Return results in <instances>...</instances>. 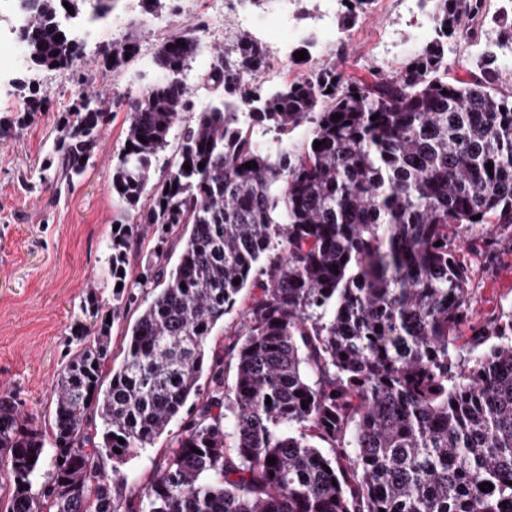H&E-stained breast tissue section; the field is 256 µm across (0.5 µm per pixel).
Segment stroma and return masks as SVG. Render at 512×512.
Wrapping results in <instances>:
<instances>
[{
	"label": "stroma",
	"instance_id": "1",
	"mask_svg": "<svg viewBox=\"0 0 512 512\" xmlns=\"http://www.w3.org/2000/svg\"><path fill=\"white\" fill-rule=\"evenodd\" d=\"M253 9L250 0H166L148 26L140 0H118L112 25L85 41L72 69L38 72L27 61L11 63L6 50L14 39L17 0H0V123L18 128L0 137V395L10 396L22 415L40 425L52 420L53 384L71 348L74 324L82 318L80 307L87 292L103 284L106 242L121 215L111 189L112 160L129 123L128 99L163 77L153 62L156 43L182 29H198L203 49L189 63L186 83L196 106H204L213 95L202 75L236 31L237 17ZM511 10L512 0H483L481 13L465 19L472 37L449 39V82L477 77L479 53L497 40L496 18ZM415 22L403 0H370L356 20L353 40L337 47L313 43L301 61H271L259 86L305 77L330 62L358 78L392 73L418 49ZM131 34L140 39V53L121 70L103 71L99 45ZM22 80L34 83L46 102L45 111L28 119L18 108ZM80 83L100 93L109 116L93 163L59 192L39 176L58 119L71 109ZM448 247L469 270L471 306L459 344L479 355L488 347L473 345V336L512 318V223L449 228ZM170 442V435H162L121 465L128 489L149 480L154 460L169 453Z\"/></svg>",
	"mask_w": 512,
	"mask_h": 512
}]
</instances>
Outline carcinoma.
<instances>
[{
    "instance_id": "cac0c4a2",
    "label": "carcinoma",
    "mask_w": 512,
    "mask_h": 512,
    "mask_svg": "<svg viewBox=\"0 0 512 512\" xmlns=\"http://www.w3.org/2000/svg\"><path fill=\"white\" fill-rule=\"evenodd\" d=\"M114 2L35 0L31 64L72 68L74 22ZM422 2L435 37L369 81L328 64L263 96L246 76L267 48L238 32L202 76L222 96L198 111L181 75L200 37L158 44L166 77L131 102L112 165L125 217L106 245L112 298L86 295L50 429L0 397L4 512H512V321L489 354L457 357L468 275L448 250L450 224L512 223V93L489 48L480 79L448 82V39L468 36L460 20L480 0ZM139 49L114 41L102 65L119 70ZM97 98L75 92L60 118L58 191L97 151L108 116ZM146 233L157 245L134 277ZM131 307L114 367L107 319ZM233 309L229 384L207 344ZM174 423L150 481L118 492L104 460L152 447Z\"/></svg>"
}]
</instances>
